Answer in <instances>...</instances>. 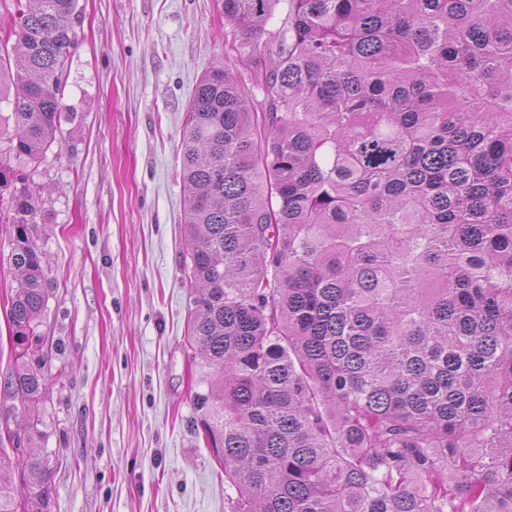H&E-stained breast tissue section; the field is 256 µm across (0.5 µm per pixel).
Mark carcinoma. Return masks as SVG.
<instances>
[{
	"instance_id": "obj_1",
	"label": "carcinoma",
	"mask_w": 512,
	"mask_h": 512,
	"mask_svg": "<svg viewBox=\"0 0 512 512\" xmlns=\"http://www.w3.org/2000/svg\"><path fill=\"white\" fill-rule=\"evenodd\" d=\"M79 0H0V154L56 142ZM279 30L261 40L278 7ZM181 135L191 402L228 512H512V0H223ZM8 195H3V191ZM43 187L0 167L5 416L42 437ZM0 512H50L0 438ZM11 248L9 234L6 233L5 228L3 231L0 228V294L2 297L10 295L11 290L17 286Z\"/></svg>"
}]
</instances>
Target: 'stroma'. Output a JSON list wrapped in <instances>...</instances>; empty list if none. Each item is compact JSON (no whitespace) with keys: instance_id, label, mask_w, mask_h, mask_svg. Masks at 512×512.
Instances as JSON below:
<instances>
[{"instance_id":"stroma-1","label":"stroma","mask_w":512,"mask_h":512,"mask_svg":"<svg viewBox=\"0 0 512 512\" xmlns=\"http://www.w3.org/2000/svg\"><path fill=\"white\" fill-rule=\"evenodd\" d=\"M57 151L31 231L44 257L51 512H228L194 431L198 360L185 264L181 134L211 67L245 86L222 0H79Z\"/></svg>"}]
</instances>
